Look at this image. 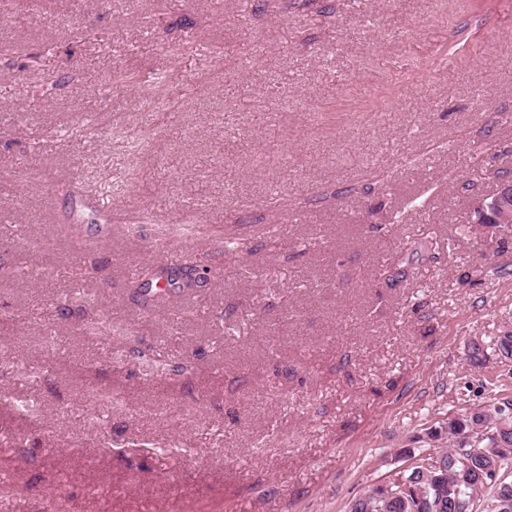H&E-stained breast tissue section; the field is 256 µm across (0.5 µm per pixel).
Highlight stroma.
<instances>
[{
	"instance_id": "35a3bbf8",
	"label": "stroma",
	"mask_w": 512,
	"mask_h": 512,
	"mask_svg": "<svg viewBox=\"0 0 512 512\" xmlns=\"http://www.w3.org/2000/svg\"><path fill=\"white\" fill-rule=\"evenodd\" d=\"M278 2L0 0V512H349L512 400L467 362L512 326V236L469 221L512 170V0ZM178 224L251 253L159 310L136 275L223 260L159 257Z\"/></svg>"
}]
</instances>
